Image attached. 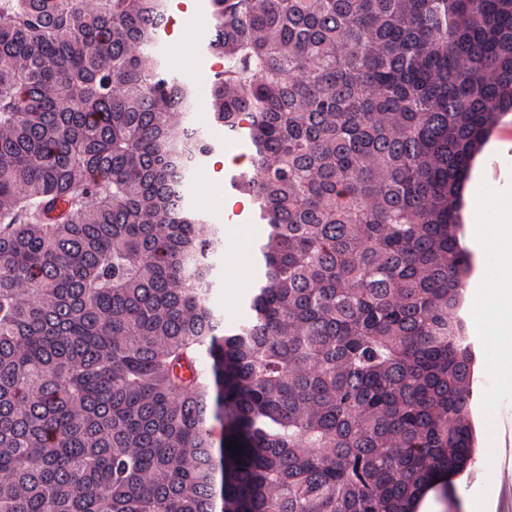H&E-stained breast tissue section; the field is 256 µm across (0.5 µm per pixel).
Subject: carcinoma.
<instances>
[{
  "instance_id": "carcinoma-1",
  "label": "carcinoma",
  "mask_w": 512,
  "mask_h": 512,
  "mask_svg": "<svg viewBox=\"0 0 512 512\" xmlns=\"http://www.w3.org/2000/svg\"><path fill=\"white\" fill-rule=\"evenodd\" d=\"M166 0H0V512H413L473 461L458 207L512 0H207L268 226L248 317L185 204ZM238 441L235 455L224 446Z\"/></svg>"
}]
</instances>
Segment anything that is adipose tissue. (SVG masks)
Returning <instances> with one entry per match:
<instances>
[{
  "label": "adipose tissue",
  "mask_w": 512,
  "mask_h": 512,
  "mask_svg": "<svg viewBox=\"0 0 512 512\" xmlns=\"http://www.w3.org/2000/svg\"><path fill=\"white\" fill-rule=\"evenodd\" d=\"M472 183L465 243L478 253V286L471 314L495 350L494 371L512 386V196L479 172Z\"/></svg>",
  "instance_id": "ef3b65f1"
}]
</instances>
